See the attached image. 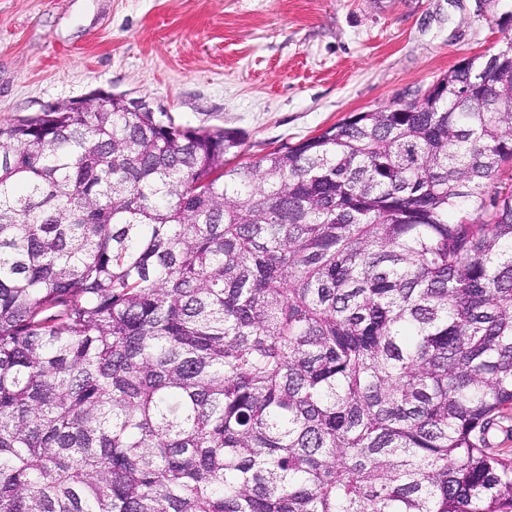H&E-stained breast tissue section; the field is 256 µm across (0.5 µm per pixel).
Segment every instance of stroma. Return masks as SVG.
Instances as JSON below:
<instances>
[{"label":"stroma","instance_id":"obj_1","mask_svg":"<svg viewBox=\"0 0 512 512\" xmlns=\"http://www.w3.org/2000/svg\"><path fill=\"white\" fill-rule=\"evenodd\" d=\"M491 0H0V123L103 89L247 155L407 100L504 37Z\"/></svg>","mask_w":512,"mask_h":512}]
</instances>
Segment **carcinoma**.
<instances>
[{
  "instance_id": "1",
  "label": "carcinoma",
  "mask_w": 512,
  "mask_h": 512,
  "mask_svg": "<svg viewBox=\"0 0 512 512\" xmlns=\"http://www.w3.org/2000/svg\"><path fill=\"white\" fill-rule=\"evenodd\" d=\"M243 141L0 123V512H512V36Z\"/></svg>"
}]
</instances>
